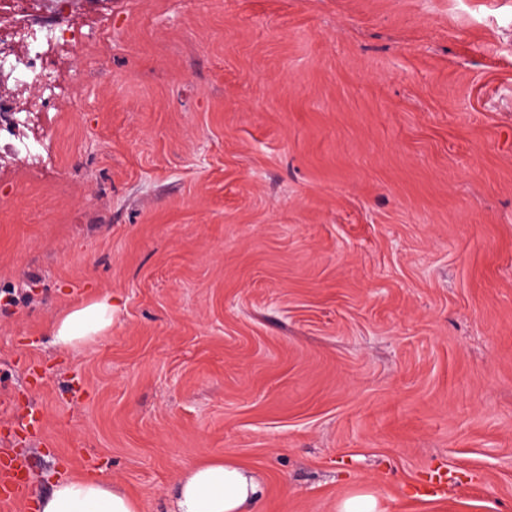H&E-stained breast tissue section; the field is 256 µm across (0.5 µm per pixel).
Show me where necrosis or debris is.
Returning <instances> with one entry per match:
<instances>
[{"label": "necrosis or debris", "mask_w": 512, "mask_h": 512, "mask_svg": "<svg viewBox=\"0 0 512 512\" xmlns=\"http://www.w3.org/2000/svg\"><path fill=\"white\" fill-rule=\"evenodd\" d=\"M43 0H0V153L43 155L48 139L21 134L30 114L52 112L58 97L75 92V59L92 34L103 33L98 17L85 24L37 20Z\"/></svg>", "instance_id": "necrosis-or-debris-1"}]
</instances>
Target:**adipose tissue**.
<instances>
[{"mask_svg":"<svg viewBox=\"0 0 512 512\" xmlns=\"http://www.w3.org/2000/svg\"><path fill=\"white\" fill-rule=\"evenodd\" d=\"M119 306L111 295L74 306L50 326L54 345L77 350L112 326ZM263 487L233 460L190 467L176 482L175 512H257ZM41 512H140V504L121 485L96 477L71 478L55 484L38 501Z\"/></svg>","mask_w":512,"mask_h":512,"instance_id":"adipose-tissue-1","label":"adipose tissue"}]
</instances>
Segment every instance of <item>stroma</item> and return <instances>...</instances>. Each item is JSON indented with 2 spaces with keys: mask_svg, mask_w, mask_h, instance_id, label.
<instances>
[{
  "mask_svg": "<svg viewBox=\"0 0 512 512\" xmlns=\"http://www.w3.org/2000/svg\"><path fill=\"white\" fill-rule=\"evenodd\" d=\"M105 12L45 164L0 156V448L39 424L0 512L82 475L171 512L217 458L260 512H512V0ZM118 310L119 305L112 302L109 294L74 306L50 325L53 344L60 350H77L83 343L109 330ZM377 499L373 494H355L344 499L338 512H377Z\"/></svg>",
  "mask_w": 512,
  "mask_h": 512,
  "instance_id": "stroma-1",
  "label": "stroma"
}]
</instances>
